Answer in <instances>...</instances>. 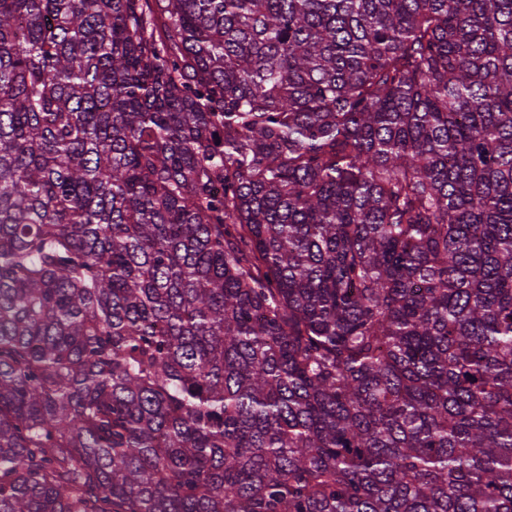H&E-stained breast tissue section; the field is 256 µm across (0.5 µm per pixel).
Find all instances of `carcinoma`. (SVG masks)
Listing matches in <instances>:
<instances>
[{"mask_svg":"<svg viewBox=\"0 0 512 512\" xmlns=\"http://www.w3.org/2000/svg\"><path fill=\"white\" fill-rule=\"evenodd\" d=\"M0 512H512V0H0Z\"/></svg>","mask_w":512,"mask_h":512,"instance_id":"carcinoma-1","label":"carcinoma"}]
</instances>
